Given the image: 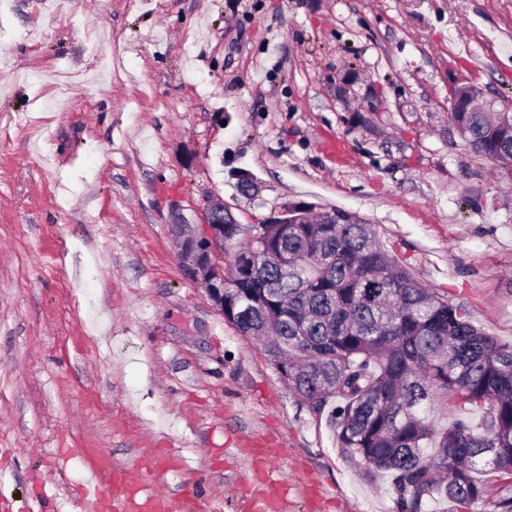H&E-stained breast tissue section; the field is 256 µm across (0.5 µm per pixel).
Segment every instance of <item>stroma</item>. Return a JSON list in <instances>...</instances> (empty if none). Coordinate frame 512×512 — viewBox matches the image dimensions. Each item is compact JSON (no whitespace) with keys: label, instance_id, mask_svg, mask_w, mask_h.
Instances as JSON below:
<instances>
[{"label":"stroma","instance_id":"obj_1","mask_svg":"<svg viewBox=\"0 0 512 512\" xmlns=\"http://www.w3.org/2000/svg\"><path fill=\"white\" fill-rule=\"evenodd\" d=\"M512 101V0H0V502L391 512L169 227L337 207L512 342V184L448 116ZM249 174L254 194L241 193ZM135 482L132 474L125 470H119L107 477H101L97 482L87 483L83 487L82 497L85 501L86 511L94 510L101 504H107L112 510H119V501L113 495L123 490L125 494L130 492Z\"/></svg>","mask_w":512,"mask_h":512}]
</instances>
